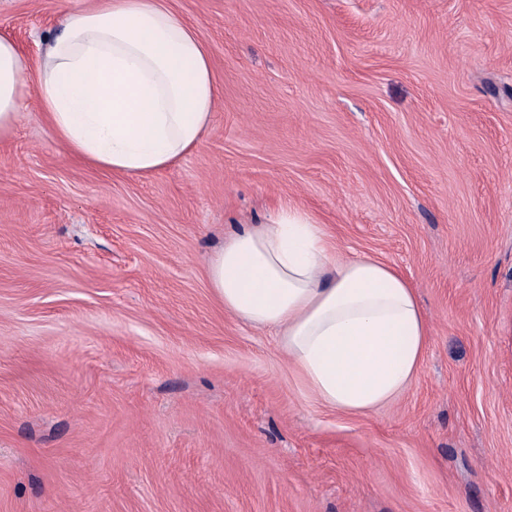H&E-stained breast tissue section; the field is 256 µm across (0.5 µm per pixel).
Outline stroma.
Masks as SVG:
<instances>
[{
    "mask_svg": "<svg viewBox=\"0 0 512 512\" xmlns=\"http://www.w3.org/2000/svg\"><path fill=\"white\" fill-rule=\"evenodd\" d=\"M91 0H0L28 63ZM212 57L201 144L144 178L27 92L0 143V512H512V0H171ZM300 206L417 289L388 406L317 404L209 256Z\"/></svg>",
    "mask_w": 512,
    "mask_h": 512,
    "instance_id": "1",
    "label": "stroma"
}]
</instances>
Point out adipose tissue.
Segmentation results:
<instances>
[{
  "label": "adipose tissue",
  "mask_w": 512,
  "mask_h": 512,
  "mask_svg": "<svg viewBox=\"0 0 512 512\" xmlns=\"http://www.w3.org/2000/svg\"><path fill=\"white\" fill-rule=\"evenodd\" d=\"M30 88L70 155L131 177L194 151L218 97L209 51L170 0H94L65 12L33 70L0 37V142L12 137ZM207 279L225 311L278 331L305 387L329 409L370 413L421 369L431 331L416 288L374 256L333 255L325 226L303 208L234 233L211 256Z\"/></svg>",
  "instance_id": "ef3b65f1"
}]
</instances>
